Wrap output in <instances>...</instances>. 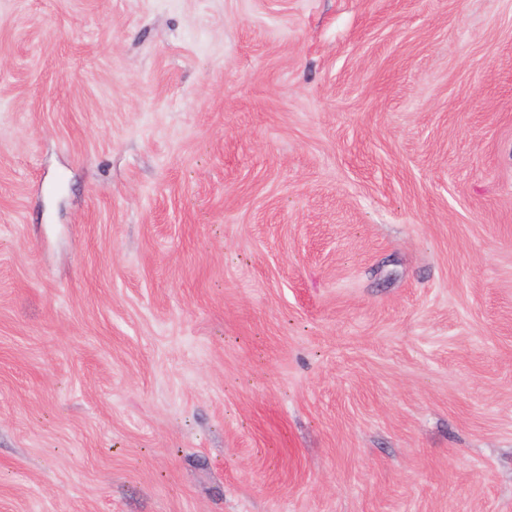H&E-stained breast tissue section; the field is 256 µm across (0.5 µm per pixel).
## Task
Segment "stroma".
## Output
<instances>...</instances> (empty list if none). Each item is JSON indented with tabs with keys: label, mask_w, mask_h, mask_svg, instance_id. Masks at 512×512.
<instances>
[{
	"label": "stroma",
	"mask_w": 512,
	"mask_h": 512,
	"mask_svg": "<svg viewBox=\"0 0 512 512\" xmlns=\"http://www.w3.org/2000/svg\"><path fill=\"white\" fill-rule=\"evenodd\" d=\"M0 512H512V0H0Z\"/></svg>",
	"instance_id": "obj_1"
}]
</instances>
